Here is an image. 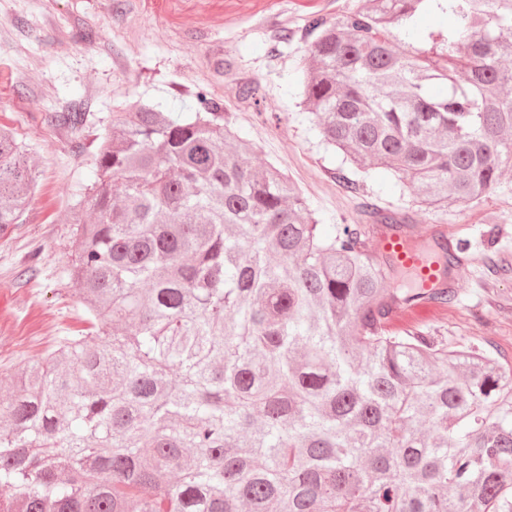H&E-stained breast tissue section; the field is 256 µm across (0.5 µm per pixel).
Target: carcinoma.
<instances>
[{
	"instance_id": "cac0c4a2",
	"label": "carcinoma",
	"mask_w": 512,
	"mask_h": 512,
	"mask_svg": "<svg viewBox=\"0 0 512 512\" xmlns=\"http://www.w3.org/2000/svg\"><path fill=\"white\" fill-rule=\"evenodd\" d=\"M425 13L447 30L415 46ZM298 83L323 142L416 203L483 199L512 161V0H360L313 14ZM115 112L77 203L71 277L96 335L13 376L0 512H512V367L391 305L369 229L326 231L202 91ZM72 133L85 115L54 112ZM32 156L0 127V231Z\"/></svg>"
}]
</instances>
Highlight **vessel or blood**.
<instances>
[{
    "instance_id": "vessel-or-blood-1",
    "label": "vessel or blood",
    "mask_w": 512,
    "mask_h": 512,
    "mask_svg": "<svg viewBox=\"0 0 512 512\" xmlns=\"http://www.w3.org/2000/svg\"><path fill=\"white\" fill-rule=\"evenodd\" d=\"M377 253L381 260L411 271L420 289L443 288L447 285L443 266L437 256L410 247L407 238L400 233L389 230L381 232Z\"/></svg>"
}]
</instances>
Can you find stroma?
<instances>
[{
    "mask_svg": "<svg viewBox=\"0 0 512 512\" xmlns=\"http://www.w3.org/2000/svg\"><path fill=\"white\" fill-rule=\"evenodd\" d=\"M354 0H0V124L13 129L37 166L23 223L0 234V400L27 361L85 327L70 277L75 225L68 217L93 178L94 142L111 113L138 99L191 112L206 90L224 119L296 183L324 224L367 223L364 200L406 214L413 241L461 239L456 300L402 306L390 323H423L449 341L497 346L512 359V175L481 201L454 204L446 220L421 210L407 188L356 174L312 129L294 83L308 38L306 17L336 18ZM258 85L256 99L241 95ZM78 109L76 134L52 125L54 112Z\"/></svg>",
    "mask_w": 512,
    "mask_h": 512,
    "instance_id": "obj_1",
    "label": "stroma"
}]
</instances>
